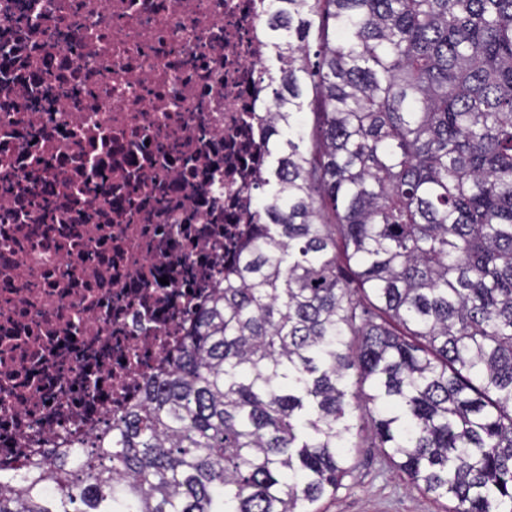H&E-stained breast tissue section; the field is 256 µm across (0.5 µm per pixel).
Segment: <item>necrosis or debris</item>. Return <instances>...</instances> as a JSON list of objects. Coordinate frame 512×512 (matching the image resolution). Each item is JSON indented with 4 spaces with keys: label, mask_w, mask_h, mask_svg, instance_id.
<instances>
[{
    "label": "necrosis or debris",
    "mask_w": 512,
    "mask_h": 512,
    "mask_svg": "<svg viewBox=\"0 0 512 512\" xmlns=\"http://www.w3.org/2000/svg\"><path fill=\"white\" fill-rule=\"evenodd\" d=\"M269 18L0 0V479L110 433L223 287L264 165Z\"/></svg>",
    "instance_id": "obj_1"
}]
</instances>
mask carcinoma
<instances>
[{"label":"carcinoma","instance_id":"1","mask_svg":"<svg viewBox=\"0 0 512 512\" xmlns=\"http://www.w3.org/2000/svg\"><path fill=\"white\" fill-rule=\"evenodd\" d=\"M273 16L224 287L112 436L0 480V512H319L366 442L445 512H512V0Z\"/></svg>","mask_w":512,"mask_h":512}]
</instances>
